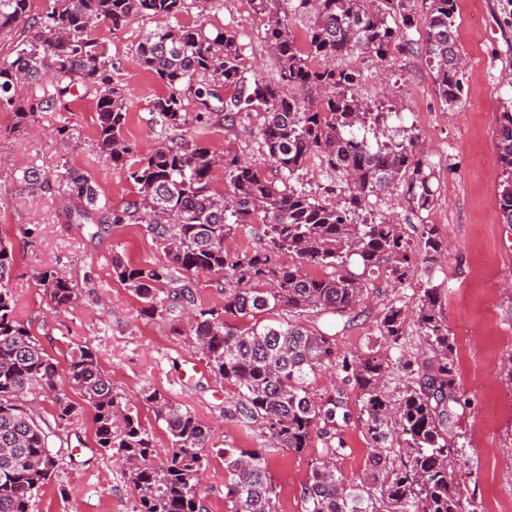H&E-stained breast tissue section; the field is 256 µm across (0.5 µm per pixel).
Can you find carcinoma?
Masks as SVG:
<instances>
[{
    "label": "carcinoma",
    "instance_id": "carcinoma-1",
    "mask_svg": "<svg viewBox=\"0 0 512 512\" xmlns=\"http://www.w3.org/2000/svg\"><path fill=\"white\" fill-rule=\"evenodd\" d=\"M29 2L0 0V38L18 29L24 33L11 54L0 58V108L25 126L40 112L56 111L75 88L95 99L97 152L135 186L138 199L121 211L102 205L91 178L69 168L58 186L73 207L66 217L83 224L97 213L102 224L147 225L163 258L140 265L115 254L112 276L142 302L147 316L196 307L190 342L214 375L235 390L227 413L264 429L267 447L259 451L216 449L224 458L230 512H281L269 456L280 448L299 453L315 433L325 438L324 452L302 486L304 512H479L452 477L457 446L448 438V411L460 399L455 347L438 288L422 289L415 310L431 360L411 373L397 404L390 405L384 392L387 358L377 345L351 355L336 346L337 321L354 309L369 277L383 275L403 285L420 264L433 263L446 250L432 224L422 225L417 253L396 221L359 220L369 197L399 182L419 212L431 208L434 192L413 141L373 145L361 133L383 115L369 111L358 96L361 74L336 61L354 54L384 60L417 43V33L442 100L454 106L466 86L457 0H422L419 17L409 9L410 0H252L267 16L264 41L278 64L273 81L242 76L234 29L213 36L179 25L148 30L136 62L169 87L153 108L161 126L175 135L146 154L125 139L126 97L112 80L108 45L94 30L100 23L118 31L136 19L175 18L187 9L186 0H54L38 25L29 22ZM297 14L310 16L302 40L290 29V17ZM47 74L53 92L16 95L19 85L36 87ZM225 85L235 87L228 99L220 92ZM188 97L195 103L192 113L184 103ZM252 111L264 113L263 146L279 173L275 180L228 149L220 153L182 134L188 125H207L223 112ZM496 133L503 171L497 206L503 223L512 225V108L500 112ZM313 157L345 184L340 206L292 184ZM219 167L231 187L228 197L213 188ZM248 223L262 225L263 247L229 253L226 239L235 226ZM283 255L289 263L280 262ZM354 256L362 265L359 274L349 269ZM13 263L12 246L0 239V512H31L33 499L60 466L48 432L22 403L36 390L52 398L57 426L86 405L93 409L96 443L128 470L138 512H205L199 485L210 427L159 389L143 388L138 402L165 423L172 445L161 457L134 404L114 390L91 345L72 351L61 377L57 363L15 317ZM313 266L326 273H310ZM199 273L225 275L224 303H196L188 276ZM35 286L56 312L74 307L81 296L54 268L38 271ZM303 313L329 320L322 328H304L292 320ZM406 322L403 308H384L380 340L400 348ZM333 363L343 372L340 384L324 395L313 393L312 379ZM352 390L358 391L370 450L358 482L336 474L334 460L344 444L332 442L338 422L351 419Z\"/></svg>",
    "mask_w": 512,
    "mask_h": 512
}]
</instances>
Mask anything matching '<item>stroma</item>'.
<instances>
[{"label": "stroma", "instance_id": "1", "mask_svg": "<svg viewBox=\"0 0 512 512\" xmlns=\"http://www.w3.org/2000/svg\"><path fill=\"white\" fill-rule=\"evenodd\" d=\"M177 24L204 25L207 34L231 27L240 34L241 71L252 77L262 70L274 79L276 64L262 39L267 17L251 0H208L178 15ZM458 34L467 76L466 92L455 108L442 102L434 72L419 50L393 54L387 61L355 55L346 64L363 73L361 98L387 111L386 133L413 139L414 151L432 173L435 202L431 211L413 213L403 201L404 184H396L367 203L371 216L395 215L403 224H432L448 243V252L431 275L390 286L385 277L371 280L351 322L336 328V344L345 354L365 350L379 337L377 315L386 305L414 313L417 293L426 283L438 286L448 332L456 346L458 392L453 429L463 447L464 492L484 512H496L512 498V226L503 224L496 207L502 170L495 147V124L487 115L512 105V0H458ZM159 19L139 20L98 34L109 46L113 79L123 86L128 106L124 134L138 153H145L166 132L156 121L153 100L167 88L136 63L135 49ZM95 104L77 93L53 112L40 113L29 126H16L12 112L0 110V239L14 249L10 287L17 299L16 317L66 371L71 350L89 343L116 391L136 397L144 386L160 389L176 405L189 408L212 429L201 494L208 512H228L224 501L221 448L254 449L264 445L259 427L240 425L225 416L233 389L211 371L187 385L180 377L188 361H202L201 352L185 337L184 317H148L141 302L112 276V257L136 263L157 262L162 253L143 224H69L57 190L28 188L23 175L35 167L58 177L65 167L82 170L96 182L101 198L121 209L137 198L130 182L100 157L94 142ZM264 117L243 112L214 116L202 129H191L199 144L232 148L269 172L263 147ZM67 127L72 137L60 142L51 129ZM40 232L27 236L26 228ZM53 267L82 290L74 308L51 310L33 280L34 273ZM392 373L386 391L398 398L407 378L398 364L406 358L422 363L427 352L415 321L406 324L403 350H388ZM92 409L50 438L60 467L36 498L32 512H136V494L110 453L98 448ZM346 444L336 459L339 476L360 479L367 469L368 444L359 419L338 427ZM324 442L313 437L295 453L281 449L270 458L272 481L282 512H303L301 487L322 456Z\"/></svg>", "mask_w": 512, "mask_h": 512}]
</instances>
